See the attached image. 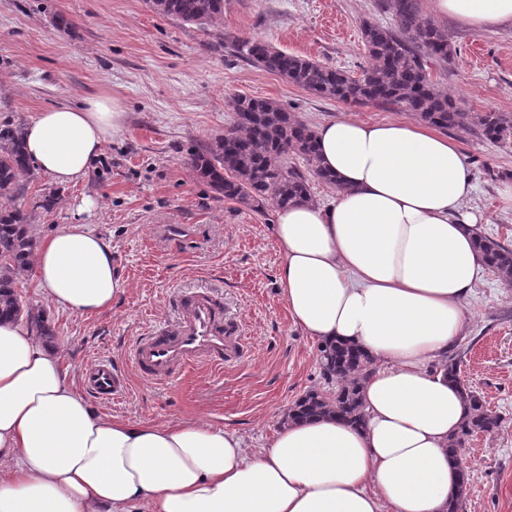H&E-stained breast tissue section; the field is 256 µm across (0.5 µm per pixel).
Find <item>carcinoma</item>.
I'll return each mask as SVG.
<instances>
[{
    "label": "carcinoma",
    "mask_w": 512,
    "mask_h": 512,
    "mask_svg": "<svg viewBox=\"0 0 512 512\" xmlns=\"http://www.w3.org/2000/svg\"><path fill=\"white\" fill-rule=\"evenodd\" d=\"M420 0H380V8L395 18L392 30L371 21L361 24L363 42L373 64L359 78L318 61L273 47L260 37L233 44L235 55L253 66L324 99L355 105L381 104L412 112L420 120L442 130L476 128L486 140L512 144V114L467 112L430 79L429 63L446 62L452 56L448 32L422 17ZM156 14L196 26H214L224 18V0H147ZM234 123L224 134L191 151L189 165L197 179L219 196L253 211L286 206L311 198L310 179L337 187L333 175L319 163L315 130L282 103L269 98L236 94L228 100ZM21 124L0 125V199L22 195L24 179L32 165L23 152ZM294 152L305 166L288 162ZM33 214L25 209L0 207V317L18 318L24 304L16 291L30 269L36 249L32 234ZM476 246L485 269L512 285V248L485 234H477ZM323 375L336 379L329 393L310 391L289 410L295 418L332 414L352 424L364 420L360 384L371 370L369 357L359 348L342 343L318 346ZM448 378L459 384L468 414L448 443L458 470V496L448 512H460L462 498L472 482L471 471L459 449L479 433H491L500 417L489 410L480 395L460 379V365L451 358Z\"/></svg>",
    "instance_id": "carcinoma-1"
}]
</instances>
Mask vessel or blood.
I'll return each mask as SVG.
<instances>
[{"label": "vessel or blood", "instance_id": "1", "mask_svg": "<svg viewBox=\"0 0 512 512\" xmlns=\"http://www.w3.org/2000/svg\"><path fill=\"white\" fill-rule=\"evenodd\" d=\"M179 306L176 321L136 341L131 360L141 377L168 381L198 361L220 369L244 360L246 340L220 300L202 293L181 298ZM86 386L101 400L120 397L127 389L125 379L105 362L90 369Z\"/></svg>", "mask_w": 512, "mask_h": 512}]
</instances>
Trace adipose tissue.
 <instances>
[{
    "instance_id": "adipose-tissue-1",
    "label": "adipose tissue",
    "mask_w": 512,
    "mask_h": 512,
    "mask_svg": "<svg viewBox=\"0 0 512 512\" xmlns=\"http://www.w3.org/2000/svg\"><path fill=\"white\" fill-rule=\"evenodd\" d=\"M476 32L512 27V0H434ZM125 120L107 96L32 119L24 153L60 185L89 176ZM335 201L276 210L278 286L295 324L321 345L362 349L373 370L365 421L282 417L264 448L204 421L96 415L60 347L30 323L0 320V512H446L458 476L448 440L468 408L442 370L485 267L475 186L457 144L426 124L348 116L315 128ZM37 288L75 315L125 291L112 244L74 224L42 239Z\"/></svg>"
}]
</instances>
